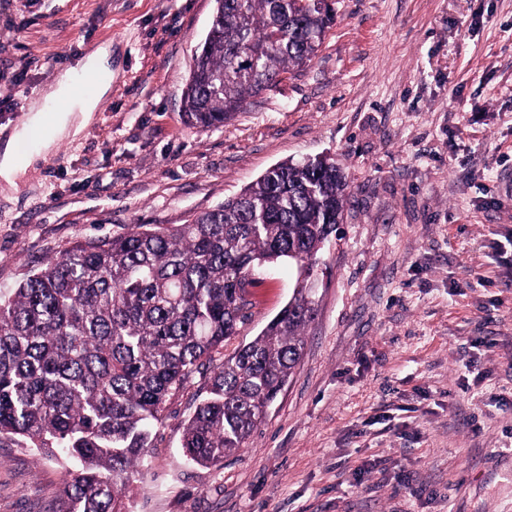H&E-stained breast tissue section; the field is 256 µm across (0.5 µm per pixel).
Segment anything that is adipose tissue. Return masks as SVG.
Wrapping results in <instances>:
<instances>
[{"instance_id":"1","label":"adipose tissue","mask_w":512,"mask_h":512,"mask_svg":"<svg viewBox=\"0 0 512 512\" xmlns=\"http://www.w3.org/2000/svg\"><path fill=\"white\" fill-rule=\"evenodd\" d=\"M111 47L101 46L87 55L82 63L83 70L93 73L96 84L91 93L75 95L71 73L61 74L51 87L48 97L64 101V108L51 124H44L42 112H35L29 118L30 125H46L47 131L40 139L36 149L26 159H18L12 146H5L0 151V184L7 190H14L16 178L23 171L26 163L47 158L55 144L64 138L79 135L92 121L93 114L105 98L112 85V68L110 66Z\"/></svg>"}]
</instances>
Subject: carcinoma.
Listing matches in <instances>:
<instances>
[{
  "label": "carcinoma",
  "mask_w": 512,
  "mask_h": 512,
  "mask_svg": "<svg viewBox=\"0 0 512 512\" xmlns=\"http://www.w3.org/2000/svg\"><path fill=\"white\" fill-rule=\"evenodd\" d=\"M333 9L216 0L182 95L188 124L222 127L305 65ZM347 180L328 157L282 162L175 228L77 241L0 290V438L72 464L56 512H127L168 394L201 368L209 392L180 451L204 466L246 447L299 364L316 316L300 286L250 342L215 355L247 318L260 268L311 270L343 223Z\"/></svg>",
  "instance_id": "1"
}]
</instances>
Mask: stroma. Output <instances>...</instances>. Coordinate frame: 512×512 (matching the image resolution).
Listing matches in <instances>:
<instances>
[{
	"instance_id": "obj_1",
	"label": "stroma",
	"mask_w": 512,
	"mask_h": 512,
	"mask_svg": "<svg viewBox=\"0 0 512 512\" xmlns=\"http://www.w3.org/2000/svg\"><path fill=\"white\" fill-rule=\"evenodd\" d=\"M215 0H0V143L88 52L100 112L0 192V289L73 242L168 228L289 160L333 158L345 215L303 356L246 449L179 451L210 371L168 397L130 512H512V0H332L312 61L219 128L182 118ZM270 270L232 353L289 301ZM69 464L0 440V512H51Z\"/></svg>"
}]
</instances>
